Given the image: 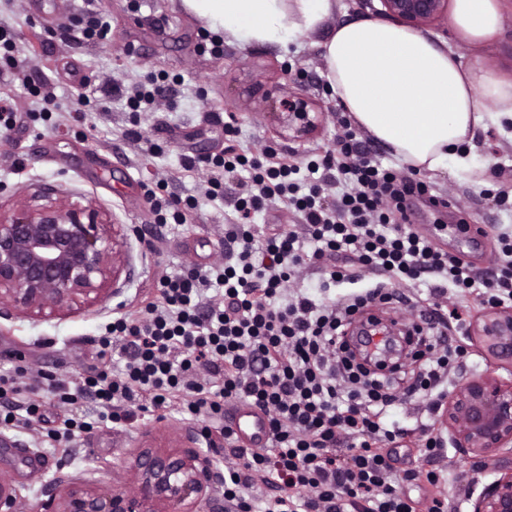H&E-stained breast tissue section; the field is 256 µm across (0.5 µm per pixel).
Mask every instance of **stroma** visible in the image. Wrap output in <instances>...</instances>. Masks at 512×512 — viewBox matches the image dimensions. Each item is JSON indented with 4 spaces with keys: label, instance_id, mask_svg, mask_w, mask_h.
Wrapping results in <instances>:
<instances>
[{
    "label": "stroma",
    "instance_id": "obj_1",
    "mask_svg": "<svg viewBox=\"0 0 512 512\" xmlns=\"http://www.w3.org/2000/svg\"><path fill=\"white\" fill-rule=\"evenodd\" d=\"M127 3L99 0L112 26V38L77 45L67 40L63 25L67 16L82 7V0H0V20L12 27L20 45L40 34L42 45L37 54L29 56L27 71L31 80L53 87L59 115L67 116L86 79L99 87L106 106L91 130L74 121L56 126L49 120L25 118L0 138V207L8 209L64 191L75 200L108 210L116 223L126 225L128 235V273L104 301L49 319L15 310L0 313V373L21 359L33 371L56 377L77 374L91 364L111 370L112 356L101 358L97 352L119 302L133 299L162 270L223 262L224 226L234 215L236 193L228 189L215 200L203 197L200 186L207 177L205 168L187 172L181 167L184 157L223 149L224 139L211 126L210 113H235L240 144L254 153L275 143L301 156L320 152L333 147L341 132V103L329 88L320 35L285 47L258 44L243 49L228 42L223 55L215 56L199 51L206 27L183 10L180 0H140L137 11L129 10ZM499 8V36L476 53L461 41L450 17L423 26L422 31L446 41L463 63L476 62L495 76L512 79V0H499ZM154 74L174 78L178 85L174 95L160 99L155 112L136 126L140 141L163 148L159 156L146 157L139 141L127 135L133 127L130 114L112 86L128 87ZM274 85L321 103L325 117L319 134L303 142L273 141L266 92ZM474 142L477 149L471 170L420 171L429 195L419 203L421 215L416 224L420 232L469 264L481 279L494 272L499 231L512 226V194L505 199L500 196L502 189L512 191V135L492 125L476 130ZM161 178L168 182L167 193L184 199L193 196L198 203L191 223L170 230L162 252L154 254L143 241L152 229L144 188ZM435 196L447 199V207L432 208ZM463 224L483 228L480 243L470 242L460 232ZM416 416L409 404L392 413L393 420L407 430L400 446L392 450L397 467L446 469L451 480L441 491L442 499L448 506L459 505L464 512H472L462 487L470 484L482 490L495 480V472L473 468L451 447L437 458L424 456L418 449ZM200 429V423L175 412L162 417L140 415L125 425L101 424L62 450L39 444L38 434L2 426L0 436L7 443L0 447V473L12 478L22 497L23 512H35L45 498L46 483L57 471L130 491L134 485L128 467L138 448L146 444L167 447Z\"/></svg>",
    "mask_w": 512,
    "mask_h": 512
}]
</instances>
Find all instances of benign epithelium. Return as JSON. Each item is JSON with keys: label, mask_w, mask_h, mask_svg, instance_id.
I'll return each instance as SVG.
<instances>
[{"label": "benign epithelium", "mask_w": 512, "mask_h": 512, "mask_svg": "<svg viewBox=\"0 0 512 512\" xmlns=\"http://www.w3.org/2000/svg\"><path fill=\"white\" fill-rule=\"evenodd\" d=\"M358 0L373 14L418 29L441 18L448 0ZM311 102L296 94L274 100L273 122L297 138L312 133ZM123 228L107 214L60 193L41 205L0 210V306L51 318L107 297L125 269ZM492 363L512 370V307L487 308L470 326ZM457 454L501 476L485 485L473 512H512V380L494 374L468 379L448 394L438 418ZM135 490L94 485L69 475L52 479L41 512H199L223 498V473L195 450L141 448L129 467ZM21 495L0 474V512H20Z\"/></svg>", "instance_id": "obj_1"}]
</instances>
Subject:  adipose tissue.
<instances>
[{
    "label": "adipose tissue",
    "mask_w": 512,
    "mask_h": 512,
    "mask_svg": "<svg viewBox=\"0 0 512 512\" xmlns=\"http://www.w3.org/2000/svg\"><path fill=\"white\" fill-rule=\"evenodd\" d=\"M454 25L479 46L500 29L498 0H452ZM239 47L287 45L323 33L331 89L355 124L401 162L465 168L477 128L512 124V81L464 65L444 43L407 27L359 19L328 27L336 0H181Z\"/></svg>",
    "instance_id": "obj_1"
}]
</instances>
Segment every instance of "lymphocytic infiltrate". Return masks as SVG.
<instances>
[{
	"instance_id": "obj_1",
	"label": "lymphocytic infiltrate",
	"mask_w": 512,
	"mask_h": 512,
	"mask_svg": "<svg viewBox=\"0 0 512 512\" xmlns=\"http://www.w3.org/2000/svg\"><path fill=\"white\" fill-rule=\"evenodd\" d=\"M75 43L106 42L112 28L98 8L72 13L65 26ZM211 120L224 135L222 153L205 160L184 157V170L206 163V197H220L227 183L245 184L235 223L224 227V261L159 275L153 300L120 311L104 352L122 366L56 380L52 393L70 409L50 435L66 448L95 423L115 424L140 412L174 411L201 423L200 436L224 438L233 459L224 469V512H417L403 488L418 482L439 487L443 470L395 468L391 448L403 432L385 417L403 397L440 408L454 369L465 356L448 330L458 313L441 314L438 299L458 304L481 294L490 305L512 303V229L498 236L499 262L490 278L416 230L405 202L428 187L414 168L399 171L378 161L348 120L334 148L299 162L270 147L247 155L233 143L235 123ZM338 193L328 197L326 188ZM154 224L187 223L194 200L146 189ZM294 208L295 224H258L256 214L273 200ZM343 288L334 300H316L305 279ZM432 276L428 303L416 327L418 357L426 363L408 387L399 364L369 368L357 362L346 340L356 314L391 301L414 302L423 276ZM403 292H395V285ZM29 365L0 376V423L32 429L43 420ZM92 403L96 422L86 421ZM244 404L267 419L270 438L252 448L225 422L227 407ZM261 496H254L256 485Z\"/></svg>"
}]
</instances>
